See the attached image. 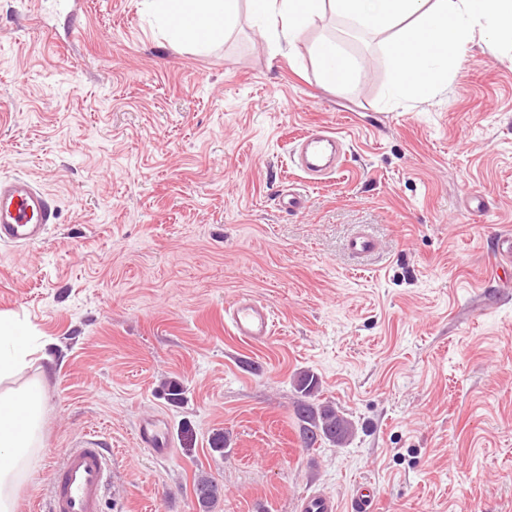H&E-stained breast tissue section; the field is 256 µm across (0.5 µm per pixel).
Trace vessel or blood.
Wrapping results in <instances>:
<instances>
[{"label":"vessel or blood","mask_w":512,"mask_h":512,"mask_svg":"<svg viewBox=\"0 0 512 512\" xmlns=\"http://www.w3.org/2000/svg\"><path fill=\"white\" fill-rule=\"evenodd\" d=\"M341 138L318 128L306 133L295 150L297 165L312 177L326 176L340 157ZM55 208L48 194L27 177L0 180V245L32 246L45 240L55 223ZM350 254L363 261L378 250L375 239L359 232L348 242ZM224 320L232 334L250 343H264L276 332L275 319L263 302L242 296L225 307ZM136 439L155 456L168 457L171 442L161 418L139 422ZM112 485V451L96 438L62 449L49 486L39 500V512H102L103 500ZM295 512H338L335 497L319 490L300 497Z\"/></svg>","instance_id":"vessel-or-blood-1"}]
</instances>
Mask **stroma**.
Masks as SVG:
<instances>
[{"label": "stroma", "instance_id": "obj_1", "mask_svg": "<svg viewBox=\"0 0 512 512\" xmlns=\"http://www.w3.org/2000/svg\"><path fill=\"white\" fill-rule=\"evenodd\" d=\"M251 10L197 52L140 0H0V178H31L58 213L42 243L0 246V314L61 362L22 374L42 377L45 416L18 512L94 434L112 450L103 512H201L202 475L213 512H294L318 489L344 510L361 481L376 512H512V51L475 39L447 85L397 101L395 31L327 10L281 53ZM325 37L359 64L347 87L314 61ZM317 126L346 146L312 183L292 153ZM362 230L381 250L360 268ZM243 295L272 309L269 342L225 327ZM303 371L353 422L344 445L302 443ZM151 416L167 458L137 445ZM196 496L203 512H211V508L221 496L218 485L209 477L202 476L196 483Z\"/></svg>", "mask_w": 512, "mask_h": 512}]
</instances>
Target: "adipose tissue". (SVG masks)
<instances>
[{
    "mask_svg": "<svg viewBox=\"0 0 512 512\" xmlns=\"http://www.w3.org/2000/svg\"><path fill=\"white\" fill-rule=\"evenodd\" d=\"M170 42L206 49L222 40L238 16L239 0H142ZM253 23L274 45L294 43L324 9L374 33L395 31L390 54L393 97L447 84L455 50L474 37L497 42L512 35V0H252ZM316 62L327 81L350 84L356 69L334 39L320 41ZM36 352L27 326L0 316V512H16L30 458L40 447L42 382L20 381Z\"/></svg>",
    "mask_w": 512,
    "mask_h": 512,
    "instance_id": "obj_1",
    "label": "adipose tissue"
}]
</instances>
